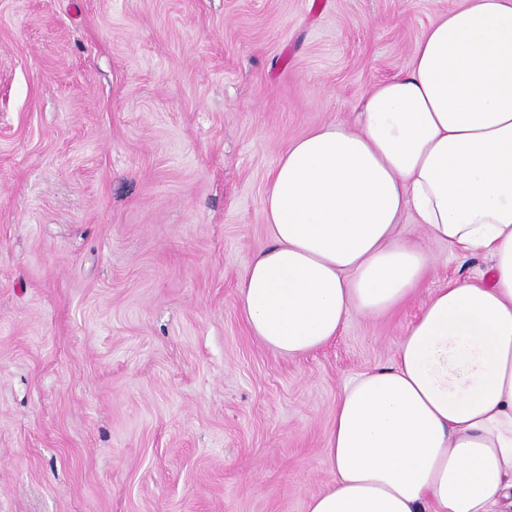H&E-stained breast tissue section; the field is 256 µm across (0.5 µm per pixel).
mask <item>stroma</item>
I'll list each match as a JSON object with an SVG mask.
<instances>
[{
	"label": "stroma",
	"mask_w": 512,
	"mask_h": 512,
	"mask_svg": "<svg viewBox=\"0 0 512 512\" xmlns=\"http://www.w3.org/2000/svg\"><path fill=\"white\" fill-rule=\"evenodd\" d=\"M460 0H0V512H306L387 314L299 358L239 288L288 144L349 121Z\"/></svg>",
	"instance_id": "stroma-1"
}]
</instances>
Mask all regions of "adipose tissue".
<instances>
[{"label":"adipose tissue","mask_w":512,"mask_h":512,"mask_svg":"<svg viewBox=\"0 0 512 512\" xmlns=\"http://www.w3.org/2000/svg\"><path fill=\"white\" fill-rule=\"evenodd\" d=\"M353 123L292 141L269 174V245L240 286L253 336L291 357L381 315L421 280L412 215L476 275L433 291L390 364L350 379L306 512L512 508V0H463Z\"/></svg>","instance_id":"ef3b65f1"}]
</instances>
